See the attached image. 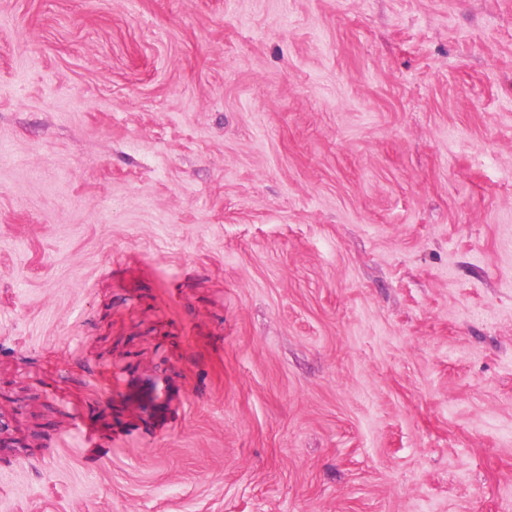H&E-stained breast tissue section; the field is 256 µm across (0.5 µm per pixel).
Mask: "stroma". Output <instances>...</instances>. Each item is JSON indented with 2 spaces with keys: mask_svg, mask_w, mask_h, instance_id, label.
Returning a JSON list of instances; mask_svg holds the SVG:
<instances>
[{
  "mask_svg": "<svg viewBox=\"0 0 512 512\" xmlns=\"http://www.w3.org/2000/svg\"><path fill=\"white\" fill-rule=\"evenodd\" d=\"M0 512H512V0H0Z\"/></svg>",
  "mask_w": 512,
  "mask_h": 512,
  "instance_id": "1",
  "label": "stroma"
}]
</instances>
